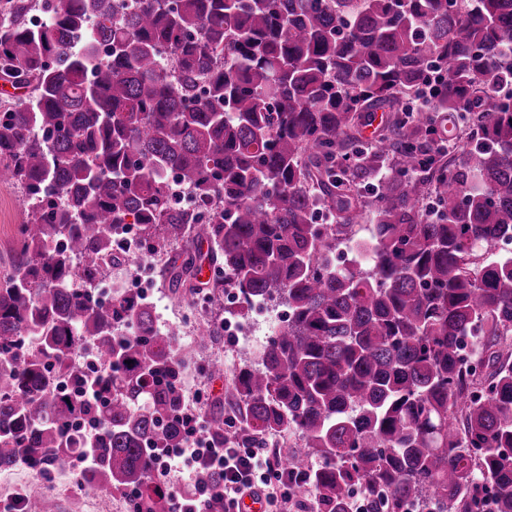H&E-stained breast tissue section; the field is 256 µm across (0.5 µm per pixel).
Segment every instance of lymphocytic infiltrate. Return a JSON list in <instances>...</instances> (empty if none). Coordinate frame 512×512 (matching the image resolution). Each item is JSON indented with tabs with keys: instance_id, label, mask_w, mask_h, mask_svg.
I'll list each match as a JSON object with an SVG mask.
<instances>
[{
	"instance_id": "1",
	"label": "lymphocytic infiltrate",
	"mask_w": 512,
	"mask_h": 512,
	"mask_svg": "<svg viewBox=\"0 0 512 512\" xmlns=\"http://www.w3.org/2000/svg\"><path fill=\"white\" fill-rule=\"evenodd\" d=\"M185 436L178 448L165 449L148 462L152 475L171 492L176 512H206L213 492L224 499V512H239V501L249 492L261 496L265 512H289L295 505L297 483L277 455L240 440L224 445L203 444L209 433L202 399H195L179 421ZM223 474L220 489L208 476Z\"/></svg>"
}]
</instances>
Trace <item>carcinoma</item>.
I'll list each match as a JSON object with an SVG mask.
<instances>
[{
    "label": "carcinoma",
    "instance_id": "carcinoma-1",
    "mask_svg": "<svg viewBox=\"0 0 512 512\" xmlns=\"http://www.w3.org/2000/svg\"><path fill=\"white\" fill-rule=\"evenodd\" d=\"M0 79L25 90L0 104V180L28 199L0 277V471L88 457L85 483L175 512L147 456L184 442L189 357L143 297L90 292L127 261L108 230L130 216L151 246L192 228L245 307L288 306L233 388L251 442L299 440L283 466L309 512H479L490 487L488 512H512V104L492 96L512 80V0H0ZM169 170L216 201L207 223L170 207ZM362 224L369 263L336 265ZM179 258L161 275L193 290L202 254ZM88 346L97 406L67 372ZM86 419L93 443L72 431ZM208 423L224 443V415Z\"/></svg>",
    "mask_w": 512,
    "mask_h": 512
}]
</instances>
